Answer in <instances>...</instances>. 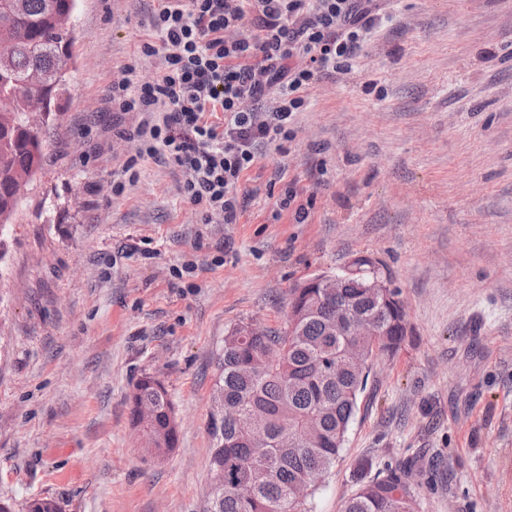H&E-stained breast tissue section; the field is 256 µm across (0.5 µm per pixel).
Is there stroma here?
I'll return each mask as SVG.
<instances>
[{
    "instance_id": "stroma-1",
    "label": "stroma",
    "mask_w": 512,
    "mask_h": 512,
    "mask_svg": "<svg viewBox=\"0 0 512 512\" xmlns=\"http://www.w3.org/2000/svg\"><path fill=\"white\" fill-rule=\"evenodd\" d=\"M155 0H76L74 65L44 165L0 246V502L207 512L224 336L288 326L292 288L378 262L406 310L312 512L409 467L416 512H512V0H387L349 71L317 78L260 145L237 223L117 137L112 84L153 80ZM123 192H116L117 184ZM294 206L280 210L288 190ZM165 384L179 440L147 460L128 396Z\"/></svg>"
}]
</instances>
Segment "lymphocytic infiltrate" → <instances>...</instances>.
<instances>
[{"label": "lymphocytic infiltrate", "instance_id": "1", "mask_svg": "<svg viewBox=\"0 0 512 512\" xmlns=\"http://www.w3.org/2000/svg\"><path fill=\"white\" fill-rule=\"evenodd\" d=\"M383 0H157L149 25L162 55L150 82L112 86L132 112L138 158L186 172L181 191L204 223H236L237 187L257 147L287 138L293 113L321 74L339 73L374 28ZM252 29L239 32L243 20Z\"/></svg>", "mask_w": 512, "mask_h": 512}]
</instances>
